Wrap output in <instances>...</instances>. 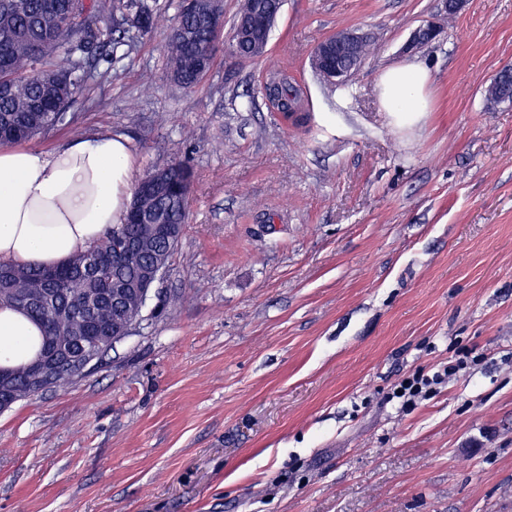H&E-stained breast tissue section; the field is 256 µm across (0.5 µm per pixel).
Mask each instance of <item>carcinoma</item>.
I'll return each instance as SVG.
<instances>
[{
    "label": "carcinoma",
    "mask_w": 512,
    "mask_h": 512,
    "mask_svg": "<svg viewBox=\"0 0 512 512\" xmlns=\"http://www.w3.org/2000/svg\"><path fill=\"white\" fill-rule=\"evenodd\" d=\"M158 16L145 0H126L117 6L113 0H0V144L26 141L63 124L65 111L82 88V64L71 68L45 65L43 61L63 48L67 56L81 54L91 65L112 51V63L120 62L134 39L150 34ZM215 21L210 27L200 13L182 0L170 25L164 52L173 81L191 90L201 76L198 59L213 60L217 44ZM270 29L248 43L229 38L224 49L230 55L248 59L264 56ZM370 43L338 58L341 68H350L369 53ZM262 96L279 102V111L298 110L300 95L288 74L273 72L261 90ZM157 169L148 170L134 188L133 203L166 224L183 226L188 219L192 192V170L182 160L165 166L164 180L169 187L145 195L140 187L156 178ZM128 241L138 245L124 264L112 268V252ZM174 245L149 218L139 223L124 221L112 225L96 245L58 266L55 286L45 281V270L15 264L12 292L0 295V307L23 311L43 327L40 350L65 347L83 357L101 359L112 345L122 340L119 333L138 322L146 306L137 287L156 266L166 265ZM128 288L126 300L118 307L101 296L112 292L116 282ZM11 389L15 400L34 396L27 386V366L13 369Z\"/></svg>",
    "instance_id": "obj_1"
}]
</instances>
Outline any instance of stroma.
<instances>
[{
	"mask_svg": "<svg viewBox=\"0 0 512 512\" xmlns=\"http://www.w3.org/2000/svg\"><path fill=\"white\" fill-rule=\"evenodd\" d=\"M100 60L50 152L128 139L139 172L188 161L189 220L130 336L82 378L0 412V512H512V0H285L263 57L217 52L186 91L164 44L178 0ZM440 35L405 46L424 21ZM374 50L344 86L337 32ZM412 63L426 112L381 111ZM303 122L258 93L270 70ZM476 361L430 399L417 369ZM364 38V35L358 34L356 32L352 31H345V32H338L336 35L328 37L322 41H320L313 52L314 58L318 59L322 56L323 60V66L322 69H319L318 71L330 82L334 84H341L346 81L350 70H341L339 68L333 69L330 66L325 64L326 58L328 56V52L330 50V46L332 45L331 41H336V46L341 43H347L349 45L357 43L358 41H361ZM464 362L445 367L443 372L435 371L433 374L425 373L419 369L412 375L404 378L396 387L393 398L400 399L403 405H410L426 397L433 389V386L448 380V377L455 375L462 369ZM402 392V395H399Z\"/></svg>",
	"mask_w": 512,
	"mask_h": 512,
	"instance_id": "35a3bbf8",
	"label": "stroma"
}]
</instances>
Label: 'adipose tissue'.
Instances as JSON below:
<instances>
[{"label":"adipose tissue","mask_w":512,"mask_h":512,"mask_svg":"<svg viewBox=\"0 0 512 512\" xmlns=\"http://www.w3.org/2000/svg\"><path fill=\"white\" fill-rule=\"evenodd\" d=\"M428 81L419 65L387 68L376 84L382 111H425ZM135 167L120 135L86 136L51 152L0 144V261L49 268L98 243L129 207ZM40 333L22 311L0 308V366L32 362Z\"/></svg>","instance_id":"obj_1"}]
</instances>
